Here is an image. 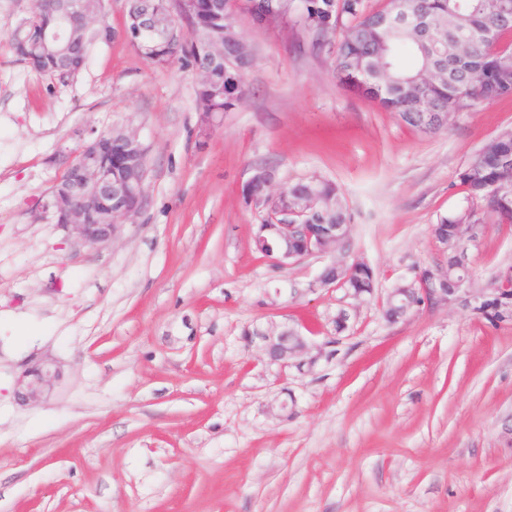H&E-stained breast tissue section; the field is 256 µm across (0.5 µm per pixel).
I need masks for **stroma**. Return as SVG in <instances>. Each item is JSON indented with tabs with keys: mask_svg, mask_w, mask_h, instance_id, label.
<instances>
[{
	"mask_svg": "<svg viewBox=\"0 0 512 512\" xmlns=\"http://www.w3.org/2000/svg\"><path fill=\"white\" fill-rule=\"evenodd\" d=\"M30 0H0V512H512V322L475 294L512 267V224L464 238L458 298L387 321V294L444 255L432 226L468 204L459 174L512 129V96L422 133L339 85L306 43L238 18L249 95L200 133L197 74L148 64L121 31L61 82L7 39ZM110 128L147 149L146 203L104 248L75 243L51 190ZM280 186L340 189L345 247L286 268L255 251ZM366 262L365 299L319 286ZM297 329L326 354L269 363ZM49 372L26 399L27 372Z\"/></svg>",
	"mask_w": 512,
	"mask_h": 512,
	"instance_id": "obj_1",
	"label": "stroma"
}]
</instances>
